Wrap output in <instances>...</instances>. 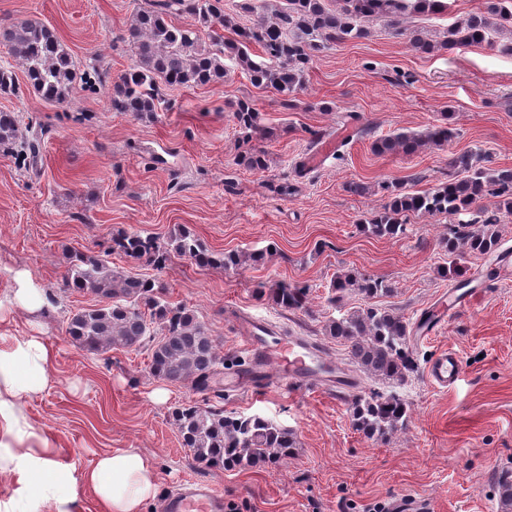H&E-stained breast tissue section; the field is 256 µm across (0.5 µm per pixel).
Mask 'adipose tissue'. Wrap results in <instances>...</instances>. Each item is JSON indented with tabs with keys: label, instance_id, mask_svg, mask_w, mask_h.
<instances>
[{
	"label": "adipose tissue",
	"instance_id": "obj_1",
	"mask_svg": "<svg viewBox=\"0 0 512 512\" xmlns=\"http://www.w3.org/2000/svg\"><path fill=\"white\" fill-rule=\"evenodd\" d=\"M52 353L37 336H19L0 350V431L11 436L17 445L35 438L36 431L18 411L20 399L44 390L50 383L48 369ZM18 466L41 477L39 496L58 503L75 501V484L59 479L60 464L48 456L23 451ZM106 512H143L154 497L156 481L150 460L132 448L115 449L98 456L95 466L81 476Z\"/></svg>",
	"mask_w": 512,
	"mask_h": 512
}]
</instances>
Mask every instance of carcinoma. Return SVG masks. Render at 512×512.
Returning <instances> with one entry per match:
<instances>
[{"instance_id": "cac0c4a2", "label": "carcinoma", "mask_w": 512, "mask_h": 512, "mask_svg": "<svg viewBox=\"0 0 512 512\" xmlns=\"http://www.w3.org/2000/svg\"><path fill=\"white\" fill-rule=\"evenodd\" d=\"M447 9L445 0H238L229 7L225 0H150L130 20L127 42L134 63L113 83L112 107L137 117L152 116L160 103V85L194 88L222 80L229 73L224 63L228 59L254 87L274 90L284 107L291 109L315 59L340 42L367 36L378 20L409 32L412 47L421 53L487 42L499 53L512 55V0H485L484 10L448 27L445 39L437 43L424 31L411 28L415 16ZM178 14L191 15L194 24H173L171 17ZM219 28L235 31L236 38L224 40ZM0 47L18 62L27 83L44 101L62 104L71 97L76 81L71 55L45 24L22 21L4 27ZM233 116L243 133L240 164L254 172L265 171L267 154L260 141L266 131L258 122L259 112L243 99L235 103ZM452 136L447 126H436L424 135L392 133L376 139L372 150L378 155L409 156L430 146L441 147ZM21 137L15 113L0 112V147ZM450 167L448 183L432 190L411 192L384 184L390 201L383 212L365 222V228L375 236L396 237L404 231L409 213L470 215L439 244L445 257L441 272L456 277L462 251L483 256L498 251L500 213L512 214V169L479 167L467 152L455 155ZM489 196L500 198L492 209L483 205ZM111 248L157 269L166 267L174 255L199 267L226 271L263 256L210 252L183 228L172 233L165 245L154 236L123 232L112 237ZM62 287L98 298V303L67 318L66 333L79 347L89 352L146 347L154 376L198 393L211 389L224 366L216 339L196 311L170 303L164 288L136 273L112 269L91 249L70 253ZM331 291L332 302L349 292L362 294L367 302L329 320L325 335L344 344L351 359L377 379L399 383L415 371L410 323L394 310L371 303L393 293L387 281L341 273ZM308 295L307 286L283 281L264 293L287 311L307 310ZM351 416L356 430L371 438H383L407 424L406 405L395 394L361 395L352 402ZM173 424L183 447L207 467L245 470L272 463L296 447L292 430L259 415L226 412L218 404L183 405L175 410ZM498 490L501 508L511 509L512 475L503 476Z\"/></svg>"}]
</instances>
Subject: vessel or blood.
Returning a JSON list of instances; mask_svg holds the SVG:
<instances>
[{
  "label": "vessel or blood",
  "instance_id": "obj_1",
  "mask_svg": "<svg viewBox=\"0 0 512 512\" xmlns=\"http://www.w3.org/2000/svg\"><path fill=\"white\" fill-rule=\"evenodd\" d=\"M237 329L245 339L249 363L245 371L224 377V386L240 390L259 383L288 381L298 389H329L339 395L358 388L357 378L337 370L321 349L305 338L286 340L270 335L266 319L240 317ZM462 373V361L452 351L437 354L428 366V376L437 385L449 387ZM162 512H224V499L206 482H194L171 491L163 502Z\"/></svg>",
  "mask_w": 512,
  "mask_h": 512
}]
</instances>
